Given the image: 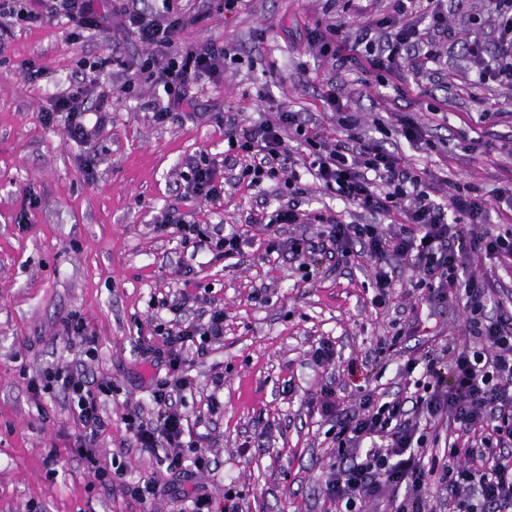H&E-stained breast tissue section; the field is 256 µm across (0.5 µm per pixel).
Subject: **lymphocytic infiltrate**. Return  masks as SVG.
<instances>
[{"label":"lymphocytic infiltrate","mask_w":512,"mask_h":512,"mask_svg":"<svg viewBox=\"0 0 512 512\" xmlns=\"http://www.w3.org/2000/svg\"><path fill=\"white\" fill-rule=\"evenodd\" d=\"M497 17L493 45L476 40L468 53L479 81L512 86V0H491ZM391 11L381 20L382 41L363 31V54H355L333 22L311 31L322 57L358 66L375 82L402 66L421 70L440 57L438 39L449 36L448 0H390ZM33 23L45 18L71 25L72 39L81 30L111 32L114 25L153 49L166 62L155 74L167 102L154 109L152 119L166 122L190 106V90L224 79L228 49L212 40L187 42L180 34L189 19L172 0H159L146 9L127 0L104 8L100 0H0V18ZM95 85H72L55 98L53 111L44 113L53 123L64 113L68 137L88 141L105 115L90 117L88 100ZM336 113L332 126L302 120L299 112L281 110L261 124L231 119L222 160L200 156L189 167L182 192L184 202L215 201L224 194L226 171H238L251 185L282 178L290 200L287 207L261 210L248 219L249 228L263 231L266 256L289 257L299 269L325 263L366 258L374 263L371 285L375 305H386L401 287L400 271L412 269V292L420 300L440 305L448 297L462 301L466 327L440 350H427L404 364L414 379L409 397L380 401L365 393L356 409L340 406L332 389H322L311 406L336 430L342 462L326 483L327 495L345 512H502L512 505V308L498 304L496 316L486 307L491 289L485 280L466 271L467 256L480 253L512 265V227L502 231L484 225L486 201L477 184H456L446 203H437L436 186L422 178L398 152L379 139L364 135L358 113L329 98ZM300 149L309 173L327 193L358 209L398 218L396 225L356 224L335 213L302 208L303 188L288 173L292 149ZM285 224H318L317 238H281ZM157 231L176 229L183 243L206 248L214 257L241 254L249 240L247 230L208 234L203 225L179 211L162 214ZM173 319L157 324L153 340L142 344V354L164 366L163 378L152 380L151 409L136 408L123 417L137 448L160 458L167 472L189 479L205 471L211 459L199 435L177 405L193 390L189 373L192 357H205L224 337V310L212 307L200 323L183 319L173 305ZM64 331L82 354L76 364H57L29 378L34 397L63 396L78 427L75 443L101 484L112 485L111 469L94 452L105 426L102 397L111 395V378L91 367L97 357L96 338L86 319L72 312ZM452 422L458 433L477 435V443L449 442L429 448L431 430L440 419ZM444 484L448 496L431 491L433 480Z\"/></svg>","instance_id":"obj_1"}]
</instances>
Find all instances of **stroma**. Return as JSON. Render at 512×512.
Instances as JSON below:
<instances>
[{"instance_id":"stroma-1","label":"stroma","mask_w":512,"mask_h":512,"mask_svg":"<svg viewBox=\"0 0 512 512\" xmlns=\"http://www.w3.org/2000/svg\"><path fill=\"white\" fill-rule=\"evenodd\" d=\"M177 8L202 13L184 32L188 41L211 39L232 47L224 81L194 88L195 118L158 124L153 107L166 103L161 86L138 68L150 48L132 36L88 31L68 39L65 21L46 19L0 31V512H173L160 499L145 507L121 492H108L76 449V425L63 398L34 400L29 377L52 364L76 361L63 332L74 311L97 338L95 371L114 391L103 402L107 422L97 440L101 463H120L125 479L171 483L155 458L135 447L121 414L125 403L150 407L154 369L138 345L156 323L169 319L158 299L189 294L184 318L200 319L208 304L224 309V338L194 359L192 394L181 405L198 419L212 470L180 486L191 495L205 486L215 500L232 493L239 512H331L325 484L336 462L329 422L310 406L321 389L333 388L342 407H355L373 391L393 397L407 390L404 361L458 335L465 311L458 299L432 308L409 293L414 278L404 270L390 303L375 306L370 261L320 266L302 279L296 262L263 260V234L240 256L215 259L202 252L191 278L180 269L187 249L178 235L158 233L153 219L180 203L187 163L208 155L223 159L224 115L255 123L291 109L329 126L336 92L360 114L365 134L402 154L419 172L442 180L438 201L452 182L472 181L487 201V222L504 219L494 191L512 176V87L477 80L466 45L486 37L494 17L489 0H448L454 33L442 62L422 74L401 69L390 85L368 83L351 65L319 56L308 41L317 25L341 21L349 36L389 13V0H246L226 15L217 0H176ZM112 57L99 71L80 68L87 57ZM40 70L36 81L21 73ZM96 81L108 94L107 119L92 143L67 138L63 118L46 125L61 88ZM440 115H433V107ZM486 113L481 143H470L465 122ZM423 124L437 148L427 152L399 133L396 118ZM39 199L28 224L16 216L27 193ZM279 198L244 183L225 185L215 203H193L197 223L244 224L259 204ZM336 343L330 365H314L320 338ZM396 339L390 350L383 341ZM357 362V372L347 370ZM224 386L214 390L215 374ZM220 407L209 412L210 395ZM57 450L54 469L45 458Z\"/></svg>"}]
</instances>
